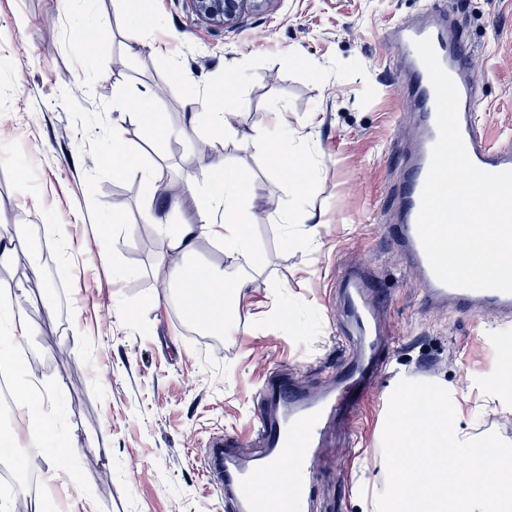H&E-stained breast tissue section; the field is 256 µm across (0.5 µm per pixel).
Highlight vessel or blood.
<instances>
[{
	"label": "vessel or blood",
	"instance_id": "vessel-or-blood-1",
	"mask_svg": "<svg viewBox=\"0 0 512 512\" xmlns=\"http://www.w3.org/2000/svg\"><path fill=\"white\" fill-rule=\"evenodd\" d=\"M424 38L431 40L440 65L458 90L459 130L470 161L488 173L512 171V145H492L483 133L474 105L482 80L468 65L467 47L451 16L432 7L418 24L394 25L388 39L408 71L407 92L418 109L417 139L404 157L394 190L400 210L399 223L391 227L395 245L427 309L487 315L506 325L512 323V293L440 282L418 234L422 191L438 139L435 92L414 46ZM335 288L348 354L329 383L322 390L310 391L287 376H270L258 393L265 407L253 427L259 448L256 456L238 457L235 449L240 440L233 434L213 436L206 444L204 466L214 473L216 491L231 502L235 512H308L314 498L310 471L330 424L337 421L347 431H355L358 403L368 399L389 375L396 341L383 316L378 273L362 263L345 266Z\"/></svg>",
	"mask_w": 512,
	"mask_h": 512
}]
</instances>
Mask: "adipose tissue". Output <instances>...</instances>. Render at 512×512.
<instances>
[{"label": "adipose tissue", "mask_w": 512, "mask_h": 512, "mask_svg": "<svg viewBox=\"0 0 512 512\" xmlns=\"http://www.w3.org/2000/svg\"><path fill=\"white\" fill-rule=\"evenodd\" d=\"M246 146L272 159L276 168L292 173V190L298 201H308L316 191L314 180L307 173L302 154L284 144L278 130L247 138ZM210 190L199 198L200 221L196 224H164L160 230L169 242L167 252L155 261V274L162 284L151 301H169V287H179L188 298L187 310L203 325L220 330L229 329V312L237 308L250 279L249 273L259 265L250 235L251 214L247 196L250 176L245 169L232 167L210 175ZM209 236L221 243L227 263L224 267H193L177 270L173 259L190 255L196 240ZM33 327L12 297H0V372L16 375L14 408L24 424L43 421V397L39 379L33 373H19L24 354L23 342Z\"/></svg>", "instance_id": "ef3b65f1"}]
</instances>
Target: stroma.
Instances as JSON below:
<instances>
[{"label":"stroma","instance_id":"1","mask_svg":"<svg viewBox=\"0 0 512 512\" xmlns=\"http://www.w3.org/2000/svg\"><path fill=\"white\" fill-rule=\"evenodd\" d=\"M446 3L486 78L476 104L485 134L512 138V0ZM424 5L271 0L227 29L198 19L190 0H148L157 26L146 32L131 23L127 0H0V237L37 224L54 242L52 273L32 279L38 256L20 251L0 268V292L20 294L34 327L21 368L52 396L48 426L59 444L80 443L64 460L76 483L38 481L30 494L51 492L58 512H231L203 448L235 433L253 452L257 393L270 374L308 389L327 383L345 351L330 290L346 263H372L382 277L399 377L446 388L470 438L494 432L512 444V394L495 390L493 318L427 310L386 230L396 221L399 156L415 137L407 74L387 33L419 23ZM229 75L237 90L223 105L237 129L262 134L280 113L289 146L308 156L318 240L271 218L297 205L288 172L235 140L200 152L210 139L204 96ZM143 96L170 130L153 148L122 119ZM117 133L139 162L120 176L105 158ZM157 160L171 191L150 205L139 168ZM233 166L251 177L262 264L232 335L215 344L181 298L149 303L155 259L168 249L156 220L197 223L207 170ZM360 413L355 438L331 428L320 451L316 512H371L384 488L386 411L373 396ZM21 436L32 464H8L0 494L45 466L38 431Z\"/></svg>","mask_w":512,"mask_h":512}]
</instances>
